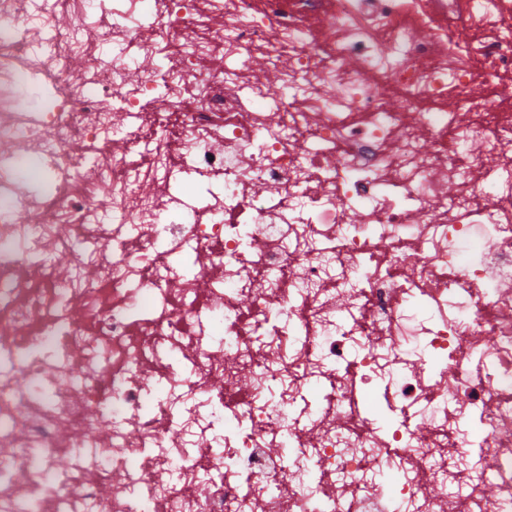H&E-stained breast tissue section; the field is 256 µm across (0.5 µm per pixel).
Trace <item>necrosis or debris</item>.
<instances>
[{
  "label": "necrosis or debris",
  "mask_w": 512,
  "mask_h": 512,
  "mask_svg": "<svg viewBox=\"0 0 512 512\" xmlns=\"http://www.w3.org/2000/svg\"><path fill=\"white\" fill-rule=\"evenodd\" d=\"M29 2L0 0V188L17 141L66 178L0 213V512H512V0Z\"/></svg>",
  "instance_id": "necrosis-or-debris-1"
}]
</instances>
